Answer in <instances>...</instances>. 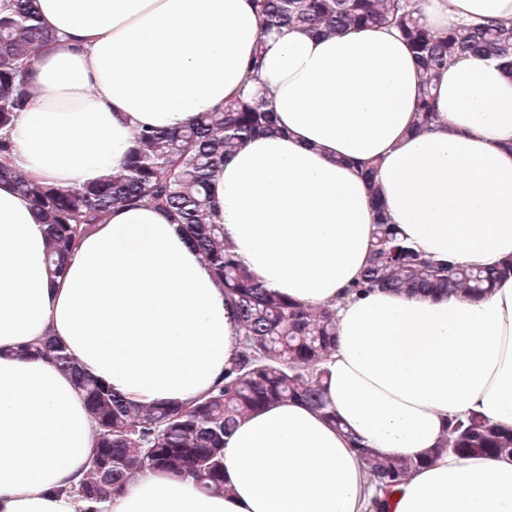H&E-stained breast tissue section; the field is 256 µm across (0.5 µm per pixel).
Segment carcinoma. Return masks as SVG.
Returning <instances> with one entry per match:
<instances>
[{
    "instance_id": "obj_1",
    "label": "carcinoma",
    "mask_w": 512,
    "mask_h": 512,
    "mask_svg": "<svg viewBox=\"0 0 512 512\" xmlns=\"http://www.w3.org/2000/svg\"><path fill=\"white\" fill-rule=\"evenodd\" d=\"M253 2L266 34L284 27L336 35L374 27L397 30L420 67L419 129L435 120V83L454 60L486 55L512 74V21L464 23L437 32L421 21L416 0ZM50 39L37 0H7L0 9V181L12 182L25 194L46 226L51 275L63 273L81 237L112 208L151 205L181 226L224 288L237 312L239 339L222 379L185 409L130 404L86 374L53 340L25 347L19 354L45 356L66 370L95 423L88 469L78 488L81 498L104 502L136 475L154 470L192 478L206 492H222L224 437L250 414L296 400L337 422L325 396L322 368L336 344L335 313L291 301L261 284L238 262L223 225L215 222L210 183L216 170L247 140L274 129L273 112L261 98L238 96L179 131L141 129L124 167L100 181L73 188L30 180L10 163L14 145L9 130L16 113L27 105L23 66ZM511 272V262L491 268L436 262L381 216L357 288L476 299L488 295L498 278ZM354 444L376 486L373 512H388L391 495L427 459H402L357 440ZM444 449L460 457L512 456V430L480 415L454 419Z\"/></svg>"
}]
</instances>
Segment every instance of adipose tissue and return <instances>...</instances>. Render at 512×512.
<instances>
[{
	"label": "adipose tissue",
	"mask_w": 512,
	"mask_h": 512,
	"mask_svg": "<svg viewBox=\"0 0 512 512\" xmlns=\"http://www.w3.org/2000/svg\"><path fill=\"white\" fill-rule=\"evenodd\" d=\"M51 41L28 66L13 166L51 185L118 171L136 129H178L264 93L273 132L227 156L211 194L224 236L266 287L336 310L327 396L338 421L293 401L224 441V493L139 475L103 512H369L375 489L350 439L429 464L390 512H512V457L442 452L449 418L512 430V276L485 299L345 296L365 266L378 192L389 223L438 260H512V76L479 56L437 84L438 121L413 132L420 79L397 34L263 33L250 0H38ZM444 31L512 19V0H421ZM258 81L246 77L256 47ZM378 166L369 190L359 166ZM238 323L178 225L113 210L51 277L45 227L0 182V512H83L74 486L94 428L69 376L17 349L49 336L135 405L189 407L222 377Z\"/></svg>",
	"instance_id": "obj_1"
}]
</instances>
